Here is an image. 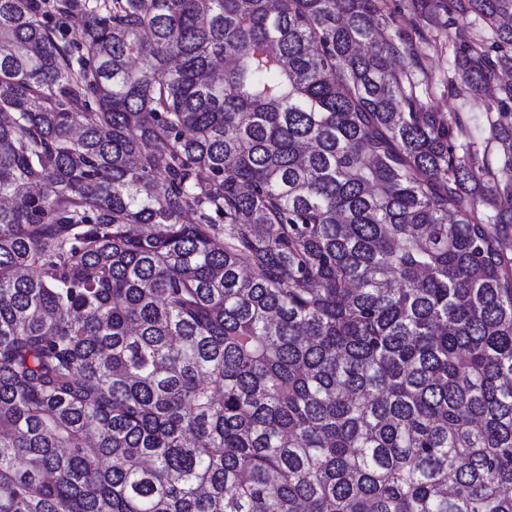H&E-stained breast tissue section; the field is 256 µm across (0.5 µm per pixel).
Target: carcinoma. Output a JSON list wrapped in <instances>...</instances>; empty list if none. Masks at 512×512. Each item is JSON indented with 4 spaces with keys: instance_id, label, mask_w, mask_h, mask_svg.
I'll list each match as a JSON object with an SVG mask.
<instances>
[{
    "instance_id": "cac0c4a2",
    "label": "carcinoma",
    "mask_w": 512,
    "mask_h": 512,
    "mask_svg": "<svg viewBox=\"0 0 512 512\" xmlns=\"http://www.w3.org/2000/svg\"><path fill=\"white\" fill-rule=\"evenodd\" d=\"M508 69L512 0H0V512H512ZM413 50L429 74L438 79L447 76L448 61L452 56L446 31L425 30L422 35L414 37ZM433 104L440 112H464L470 120L473 135L476 140L481 141L486 137V130L483 122V99L464 101L452 94L441 85L433 99Z\"/></svg>"
}]
</instances>
